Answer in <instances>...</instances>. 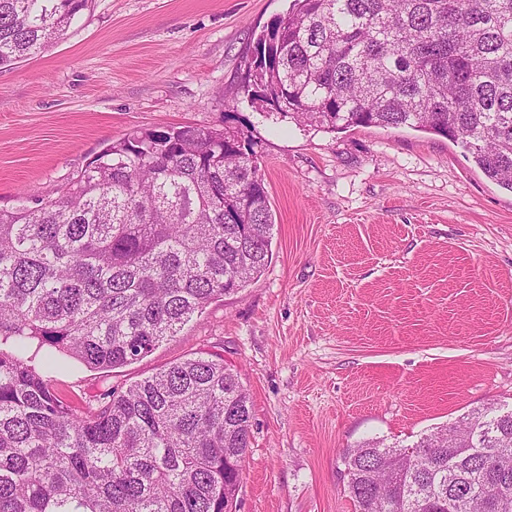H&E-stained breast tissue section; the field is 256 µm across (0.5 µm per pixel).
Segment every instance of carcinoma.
Wrapping results in <instances>:
<instances>
[{"instance_id": "1", "label": "carcinoma", "mask_w": 512, "mask_h": 512, "mask_svg": "<svg viewBox=\"0 0 512 512\" xmlns=\"http://www.w3.org/2000/svg\"><path fill=\"white\" fill-rule=\"evenodd\" d=\"M88 7L0 0V68ZM250 52L251 103L459 141L512 192V0H294ZM273 226L259 159L227 124L135 131L57 196L0 207V512H232L252 418L235 369L186 358L81 406L49 373L59 354L102 370L147 356L261 275ZM340 460L355 512H512V419L494 405Z\"/></svg>"}]
</instances>
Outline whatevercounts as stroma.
Instances as JSON below:
<instances>
[{
	"instance_id": "35a3bbf8",
	"label": "stroma",
	"mask_w": 512,
	"mask_h": 512,
	"mask_svg": "<svg viewBox=\"0 0 512 512\" xmlns=\"http://www.w3.org/2000/svg\"><path fill=\"white\" fill-rule=\"evenodd\" d=\"M291 3L93 0L0 69V206L64 186L133 131L244 118L275 221L265 271L143 359L72 361L53 387L89 400L186 358L225 361L252 401L235 512H353L343 448L512 407V192L439 135L252 108L246 52Z\"/></svg>"
}]
</instances>
